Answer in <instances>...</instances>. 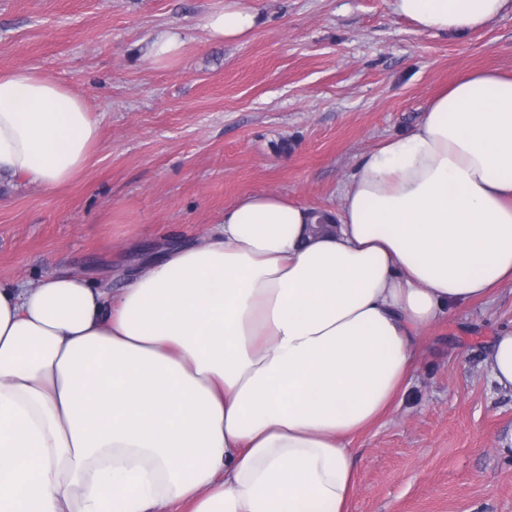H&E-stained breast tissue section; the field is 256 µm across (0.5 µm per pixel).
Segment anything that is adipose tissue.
<instances>
[{
  "instance_id": "adipose-tissue-1",
  "label": "adipose tissue",
  "mask_w": 512,
  "mask_h": 512,
  "mask_svg": "<svg viewBox=\"0 0 512 512\" xmlns=\"http://www.w3.org/2000/svg\"><path fill=\"white\" fill-rule=\"evenodd\" d=\"M512 0H395L463 35ZM247 0L204 28L250 34ZM101 136L73 88L0 74V176L57 190ZM333 233L243 197L112 294L77 274L0 282V512H348L352 440L403 393L419 332L512 287V79L479 71L364 155ZM512 391V330L486 358Z\"/></svg>"
}]
</instances>
